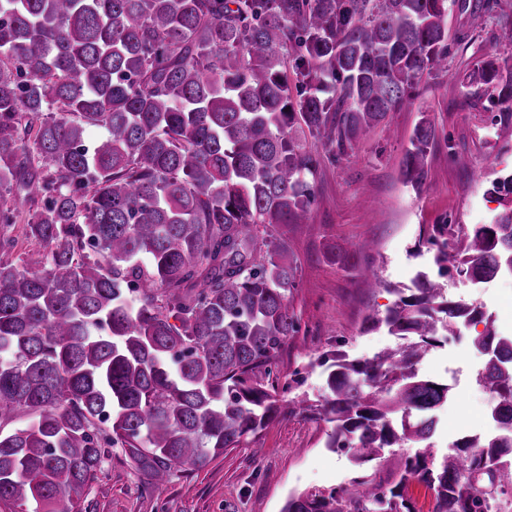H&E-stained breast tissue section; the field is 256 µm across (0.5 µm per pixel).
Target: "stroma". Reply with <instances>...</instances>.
Returning a JSON list of instances; mask_svg holds the SVG:
<instances>
[{"mask_svg": "<svg viewBox=\"0 0 512 512\" xmlns=\"http://www.w3.org/2000/svg\"><path fill=\"white\" fill-rule=\"evenodd\" d=\"M448 28L445 69L423 75L412 105L389 113L348 155L322 161L307 223L288 227V246L298 258L293 307L299 331L289 338L275 370V387L284 399L324 396L322 370L314 364L323 352L340 345L350 356L370 357L396 346L385 330L367 332L363 323L392 306L395 289L410 287L417 272H433L424 242L427 225L454 224L469 233L492 223L501 210L487 188L512 172V103L470 101L460 77L482 55L512 68V0H457ZM424 113L439 138L417 191L403 184L400 168ZM364 239L374 241V250L345 260L340 245ZM447 294L479 300L493 314L512 303V277L483 287L451 278ZM471 336L463 331L418 366L421 375L450 386L432 438L438 455L480 423L482 359ZM324 430V424L299 412L281 416L262 432L261 455L230 450L154 493L144 490L121 452L113 451L91 487L94 512H281L290 494L328 492L355 475L348 451L325 448Z\"/></svg>", "mask_w": 512, "mask_h": 512, "instance_id": "stroma-1", "label": "stroma"}]
</instances>
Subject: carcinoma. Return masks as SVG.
<instances>
[{
	"mask_svg": "<svg viewBox=\"0 0 512 512\" xmlns=\"http://www.w3.org/2000/svg\"><path fill=\"white\" fill-rule=\"evenodd\" d=\"M455 0H0V512H88L112 450L156 492L283 412L328 426L354 465L338 490L281 512H512V338L445 297L455 271L512 273L504 210L461 235L436 224L419 272L369 330L403 340L371 358L321 354L326 395L282 402L273 368L299 330L284 238L334 161L448 57ZM467 95L512 102L493 56ZM101 135L87 143V132ZM438 131L426 114L400 177L420 188ZM501 434L440 457L426 445L448 384L417 366L467 324Z\"/></svg>",
	"mask_w": 512,
	"mask_h": 512,
	"instance_id": "1",
	"label": "carcinoma"
}]
</instances>
